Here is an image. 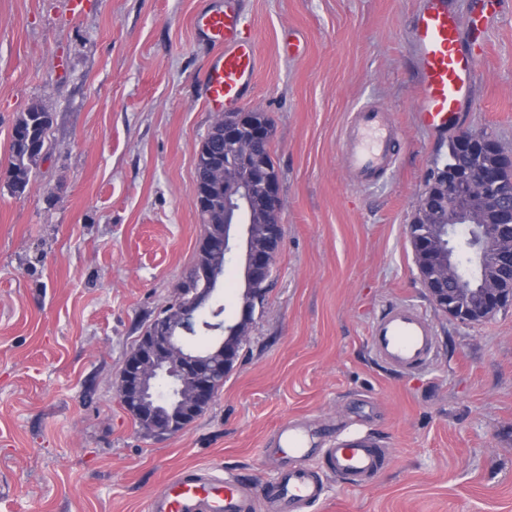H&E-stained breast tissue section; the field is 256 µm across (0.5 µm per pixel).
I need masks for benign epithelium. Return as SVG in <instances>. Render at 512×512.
Listing matches in <instances>:
<instances>
[{"mask_svg":"<svg viewBox=\"0 0 512 512\" xmlns=\"http://www.w3.org/2000/svg\"><path fill=\"white\" fill-rule=\"evenodd\" d=\"M243 114L223 121L224 136L220 141L230 163L224 164V202H232L237 223L224 224V258H229L232 243L241 242L245 250L244 283L240 317L233 327L238 341H247L253 303L260 287L272 274L283 239L263 248L254 245L250 226L243 219L253 214L257 206L274 204L280 198V183L263 178L259 194L241 177L242 170L264 168L253 147L238 133ZM459 152L469 156L479 152L489 157L481 166L465 167L451 164L428 177L423 190L424 209L429 223L448 216V265L431 269L435 238L416 240L413 247L416 265L433 301L461 323L471 324L490 317L512 305V224L501 223L502 213L512 208V196L498 179V161L503 158L496 140L486 133L462 131L454 134ZM468 226L473 231L472 253L476 272L470 278L458 275V254L455 240L458 230ZM197 274L204 288L186 299L175 294L172 303L181 319L180 336L152 340L150 356L137 361H124L119 374L118 392L121 400L139 412H148V437L175 435L183 430L185 413L210 395L209 381L200 376L191 384L185 377L193 370L207 367L208 357L189 345L191 329L200 326L222 331L217 325H207L204 312L215 315L217 306L213 285L220 280L218 268L204 265Z\"/></svg>","mask_w":512,"mask_h":512,"instance_id":"7a95c632","label":"benign epithelium"}]
</instances>
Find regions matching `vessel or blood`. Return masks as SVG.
Segmentation results:
<instances>
[{
    "label": "vessel or blood",
    "mask_w": 512,
    "mask_h": 512,
    "mask_svg": "<svg viewBox=\"0 0 512 512\" xmlns=\"http://www.w3.org/2000/svg\"><path fill=\"white\" fill-rule=\"evenodd\" d=\"M472 14V27L467 30L447 0H421L412 17V47L420 72L417 113L425 128L454 125L473 99L480 59L472 45L489 23L483 0H474ZM195 26L218 49L206 72L208 104L218 111L236 108L254 85L257 71L256 49L236 0H224L222 8L201 13ZM400 143V129L382 107L366 105L351 112L342 141L351 182L361 188L377 184L393 167ZM435 341L431 318L406 302L388 305L369 329L375 359L405 375L426 366ZM279 439L295 463L279 473L276 481L250 483L213 467H188L151 497L148 512H256L262 502L270 504L273 512H301L323 500L327 477L361 488L386 466L385 450L365 434L319 448L310 434L286 424L279 430ZM315 456L322 464L318 471L305 465Z\"/></svg>",
    "instance_id": "1"
}]
</instances>
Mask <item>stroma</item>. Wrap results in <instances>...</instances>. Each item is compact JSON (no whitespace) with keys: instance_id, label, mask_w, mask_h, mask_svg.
Returning a JSON list of instances; mask_svg holds the SVG:
<instances>
[{"instance_id":"stroma-1","label":"stroma","mask_w":512,"mask_h":512,"mask_svg":"<svg viewBox=\"0 0 512 512\" xmlns=\"http://www.w3.org/2000/svg\"><path fill=\"white\" fill-rule=\"evenodd\" d=\"M82 3L0 0V169L20 113L37 102L53 116L25 194L0 183V512H147L191 466L269 481L290 421L320 446L370 434L391 457L367 487L329 479L303 512H512V307L468 325L440 310L407 234L445 140L416 119L419 0H242L258 66L241 108L274 126L283 244L223 387L162 440L142 436L115 382L203 232L194 169L216 118L203 85L214 48L194 19L215 0ZM366 104L393 113L402 147L363 189L341 136ZM461 128L512 155V0ZM395 301L437 332L411 377L368 349Z\"/></svg>"}]
</instances>
